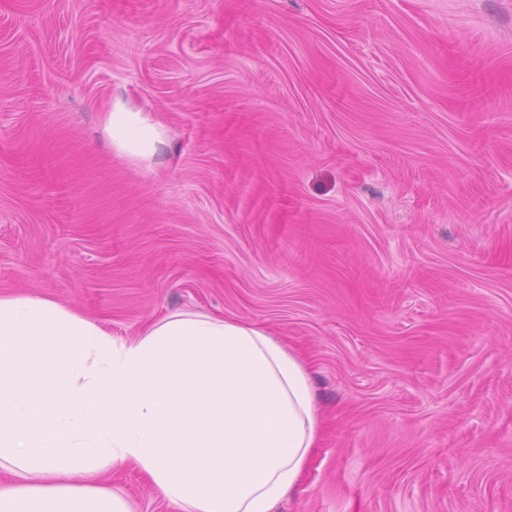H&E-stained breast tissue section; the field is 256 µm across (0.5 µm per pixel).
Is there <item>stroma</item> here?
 <instances>
[{"label": "stroma", "mask_w": 512, "mask_h": 512, "mask_svg": "<svg viewBox=\"0 0 512 512\" xmlns=\"http://www.w3.org/2000/svg\"><path fill=\"white\" fill-rule=\"evenodd\" d=\"M18 292L301 356L324 426L277 512H512V0H0ZM100 480L173 512L139 469ZM107 128L121 151L143 159H149L161 141L158 128L138 112H110Z\"/></svg>", "instance_id": "stroma-1"}]
</instances>
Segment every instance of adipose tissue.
Listing matches in <instances>:
<instances>
[{
  "instance_id": "obj_1",
  "label": "adipose tissue",
  "mask_w": 512,
  "mask_h": 512,
  "mask_svg": "<svg viewBox=\"0 0 512 512\" xmlns=\"http://www.w3.org/2000/svg\"><path fill=\"white\" fill-rule=\"evenodd\" d=\"M147 159L157 127L110 113ZM322 430L305 363L261 326L178 312L131 339L45 297L0 295V512H133L97 482L143 470L175 512H275Z\"/></svg>"
}]
</instances>
